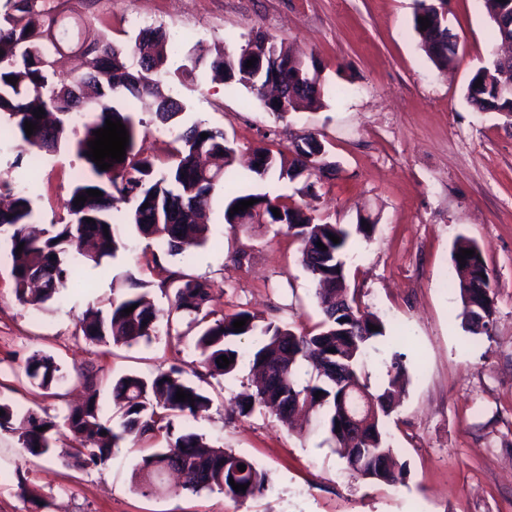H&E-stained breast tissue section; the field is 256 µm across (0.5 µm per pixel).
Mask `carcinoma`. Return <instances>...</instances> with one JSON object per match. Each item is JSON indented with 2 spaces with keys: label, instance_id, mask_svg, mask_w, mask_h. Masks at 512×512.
<instances>
[{
  "label": "carcinoma",
  "instance_id": "cac0c4a2",
  "mask_svg": "<svg viewBox=\"0 0 512 512\" xmlns=\"http://www.w3.org/2000/svg\"><path fill=\"white\" fill-rule=\"evenodd\" d=\"M47 0H8L10 11L0 18V120L8 129L20 135L35 154L58 151L71 146L87 165L90 175L81 176L74 184L65 208L69 219L36 231L32 224L34 210L32 192L15 194L10 207L0 211V243L5 245L11 265L15 292L19 299L33 306L47 301H59L66 290L79 278L83 266L98 267L103 260L113 258L125 248L120 225L113 222L112 209L120 201L132 204L130 224L145 238H155L166 246L171 256H186L207 241L208 210L212 194L224 188V223L254 224L255 211H263L267 224L286 227L289 236L301 244L300 262L316 283V295L323 320L316 330L296 333L289 325L268 322L260 324L246 310L221 319L210 320L215 296L210 285L181 272H171L159 288L173 287L174 299L167 318L173 315L190 318L199 327L195 347L199 364L207 374L233 375L240 363L236 342L243 336L255 339L250 352L252 366L260 374L255 390L239 403V414L247 416L256 408L277 412L280 420L290 422L288 404L320 414L329 441L337 448L347 469L363 479L393 485L406 476L405 466L394 462L385 433L386 419L397 407L399 390L405 379V366L396 356L387 366V380L376 386L363 378L360 367L373 339L386 336L384 322L374 313L361 308L349 295L343 253L350 232L339 224L320 223L301 208L277 202L265 194H240L232 184L235 149L224 138V132L194 123L178 130L175 141L176 160L166 170L157 173L149 157L136 148L138 130L125 103L132 99H151L152 121L173 125L185 111L181 101L164 89V77L172 76L179 84L197 81L199 72L209 70L214 78L235 82L252 94L272 114L282 118V102L263 92L267 86L279 87L293 102L292 110L323 105L324 89L320 82V64L315 58L303 61L292 56L285 41L257 33L231 54L213 57L189 52L184 63L175 71L167 68L169 56L180 52V46L162 28H145L136 38L137 67L130 64L126 47L106 38L88 40L83 26H76L71 36L76 40L80 63L61 75L54 69L53 55L60 51L57 34L62 25L61 14L46 5ZM418 0L413 16V29L420 37V46L438 67L448 66L456 51L448 43V25L437 9ZM430 20L431 26L421 29L418 18ZM255 46L257 51L249 50ZM257 58L254 66L245 67L247 60ZM502 68L493 65L477 70L467 90L468 103L481 112L512 113V102L505 99L487 105L495 97L494 84L500 80ZM13 77L16 84L7 82ZM482 84H477V81ZM59 114L57 124L47 128L43 120L34 117L38 108ZM91 114L83 123V134L70 141L74 132L73 119L78 113ZM123 123L129 135L124 161L112 162L101 170L86 155L93 131L105 127L107 117ZM37 125L27 135L25 122ZM206 133L208 137L201 138ZM324 147L318 141L308 149L296 143L288 152H273L266 147L254 150L255 165L251 171L263 179L271 174L293 181L311 177L321 169L320 156ZM99 190L101 197L87 196V190ZM87 201L74 204L76 198ZM256 200L248 209L229 215L242 200ZM277 208L280 216H274ZM93 222L88 223L86 219ZM339 238L335 244L329 235ZM327 250L321 251L317 242ZM22 252H16L19 244ZM472 249L474 255L460 265V250ZM451 260L455 272L453 286L459 290L463 327L473 333L487 331L495 311V278L487 266L478 245L460 236L454 242ZM122 288L113 293L106 309L88 308L79 321L78 334L92 343L132 344L149 341L155 334L160 311L149 298V284L128 270L112 276ZM40 282L39 292L27 291ZM135 306L132 313L124 309ZM247 319L236 332L233 323ZM379 327L372 331L369 325ZM234 356L229 366L221 368L217 359ZM26 375L38 385L50 390L62 378L54 357L32 353L26 361ZM361 391L370 406L371 423L365 435L351 441L336 428L343 411L344 389ZM183 391L190 399L176 400ZM121 402L120 420L112 425L105 422L95 398L64 416L63 422L46 416L25 415L8 403H0V428L9 429L21 419L19 444L36 459H49L54 442L61 430L72 438L70 464L76 467L105 463L112 448L129 438L139 440L158 434L164 445L143 455L134 472L136 488L152 495L160 485L161 476L175 469L182 478L181 487L192 492L218 489L235 500L246 501L266 490L269 475L252 459L231 449L209 444L202 436L176 428V421L194 417L209 408L210 398L198 387L186 382L182 370L172 366L150 376L135 374L120 377L112 387ZM323 392L317 397L315 393ZM251 406L245 410V406ZM44 431H38V428ZM246 470L239 471V465ZM247 485L245 491H235L229 479Z\"/></svg>",
  "mask_w": 512,
  "mask_h": 512
}]
</instances>
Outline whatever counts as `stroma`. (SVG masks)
Listing matches in <instances>:
<instances>
[{
  "label": "stroma",
  "mask_w": 512,
  "mask_h": 512,
  "mask_svg": "<svg viewBox=\"0 0 512 512\" xmlns=\"http://www.w3.org/2000/svg\"><path fill=\"white\" fill-rule=\"evenodd\" d=\"M61 14L89 22V34L133 48L140 29L163 27L182 51L193 46L236 51L256 30L286 40L321 64L324 105L278 119L243 86L201 73L184 87L168 79L186 110L180 126L222 130L247 158L254 149H287L294 137L322 143L326 172L314 195L303 180L258 179L236 168L241 193L289 196L316 219L352 229L376 224L371 239L352 234L346 250L349 284L378 315L386 336L375 339L363 364L371 383L402 355L409 381L386 423L404 483L389 486L348 471L317 415L300 428L277 416L235 412L246 390L249 362L232 376H197V331L186 321H159L151 341L101 346L75 335L89 307L106 308L112 277L128 270L150 282L158 309L169 301L158 283L163 269L207 280L216 317L241 310L261 321L313 328L322 318L315 283L300 263V244L280 226L223 221L224 192L210 201L206 246L190 260L166 255L161 241L140 236L114 212L125 249L101 266H86L63 303L33 307L18 300L11 266L0 255V401L24 414L60 416L85 398L92 375L104 418L119 409L112 384L179 365L204 389L211 408L188 418L187 429L212 445L254 459L269 474L267 489L237 501L220 491L197 494L166 482L154 495L137 491L140 461L131 443L113 449L105 465L66 462L72 444L59 436L48 460L28 458L18 435L0 430V512H512V120L479 112L466 100L471 75L489 65L493 23L484 0H447V24L459 50L438 68L421 50L412 19L416 0H53ZM144 125L137 139L156 169L171 161L176 129L155 124L131 101ZM30 149L19 136L0 140V177L14 190L34 187L38 223L66 219L63 207L83 162L74 151L43 155L35 170L15 167ZM476 242L496 276L495 313L486 335L464 330L459 292L452 288L455 240ZM52 355L64 380L49 393L24 372L33 352Z\"/></svg>",
  "instance_id": "35a3bbf8"
}]
</instances>
